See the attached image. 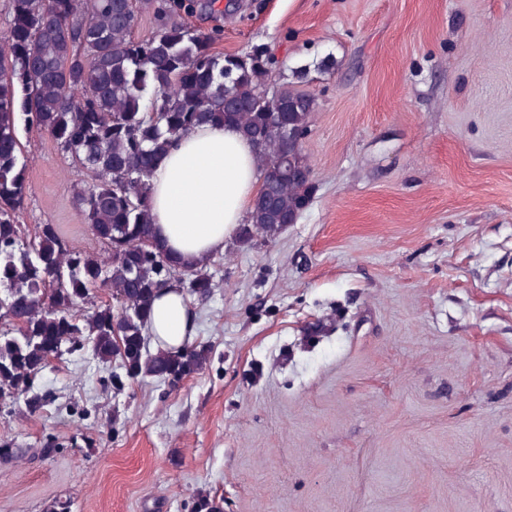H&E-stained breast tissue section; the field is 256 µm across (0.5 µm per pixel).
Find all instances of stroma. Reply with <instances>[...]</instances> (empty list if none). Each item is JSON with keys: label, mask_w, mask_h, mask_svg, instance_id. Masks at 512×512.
<instances>
[{"label": "stroma", "mask_w": 512, "mask_h": 512, "mask_svg": "<svg viewBox=\"0 0 512 512\" xmlns=\"http://www.w3.org/2000/svg\"><path fill=\"white\" fill-rule=\"evenodd\" d=\"M179 22L265 46L316 98V191L188 295L207 365L114 387L88 347L0 402V512H512V0H219ZM333 58L334 66L320 63ZM20 224L103 247L85 177L21 133ZM335 329L317 339V321ZM54 448L44 457L43 448Z\"/></svg>", "instance_id": "35a3bbf8"}]
</instances>
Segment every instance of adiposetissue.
I'll list each match as a JSON object with an SVG mask.
<instances>
[{
    "label": "adipose tissue",
    "mask_w": 512,
    "mask_h": 512,
    "mask_svg": "<svg viewBox=\"0 0 512 512\" xmlns=\"http://www.w3.org/2000/svg\"><path fill=\"white\" fill-rule=\"evenodd\" d=\"M256 182L254 149L235 127L193 129L160 160L150 179L157 240L183 266H199L236 232L251 208ZM150 333L156 345L168 349L188 342L192 321L181 292H160Z\"/></svg>",
    "instance_id": "ef3b65f1"
}]
</instances>
